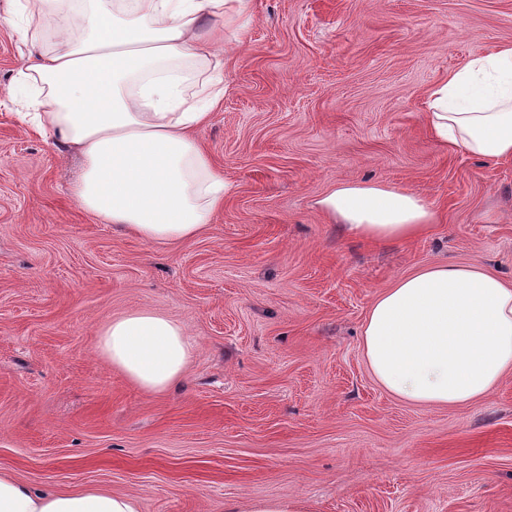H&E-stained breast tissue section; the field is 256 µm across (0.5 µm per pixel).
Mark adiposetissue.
Listing matches in <instances>:
<instances>
[{"mask_svg":"<svg viewBox=\"0 0 512 512\" xmlns=\"http://www.w3.org/2000/svg\"><path fill=\"white\" fill-rule=\"evenodd\" d=\"M25 9L29 55L14 85L36 94V126L78 155V204L152 244L200 234L230 187L196 134L224 97L223 56L247 36L249 0H26ZM426 106L440 143L512 159V44L475 53ZM318 205L371 242L408 240L436 221L420 195L379 184H340ZM363 336L391 394L476 401L512 372V286L476 264L422 267L376 297ZM97 350L157 393L182 377L193 344L182 324L138 309L100 328ZM0 512H140V503L101 488L35 492L2 470Z\"/></svg>","mask_w":512,"mask_h":512,"instance_id":"ef3b65f1","label":"adipose tissue"}]
</instances>
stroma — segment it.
I'll return each instance as SVG.
<instances>
[{
	"label": "stroma",
	"instance_id": "stroma-1",
	"mask_svg": "<svg viewBox=\"0 0 512 512\" xmlns=\"http://www.w3.org/2000/svg\"><path fill=\"white\" fill-rule=\"evenodd\" d=\"M25 0H0V469L36 489L106 488L141 512H512V374L486 398L416 405L362 351L374 298L434 263L512 283V160L437 142L426 95L512 43V0H250L199 138L232 190L195 239L148 244L87 214L79 161L22 123ZM421 195L409 241L352 237L338 184ZM147 308L194 351L155 394L100 358L101 326ZM226 512H307L303 503L297 499H269L253 502L247 511H240L237 504H230Z\"/></svg>",
	"mask_w": 512,
	"mask_h": 512
}]
</instances>
